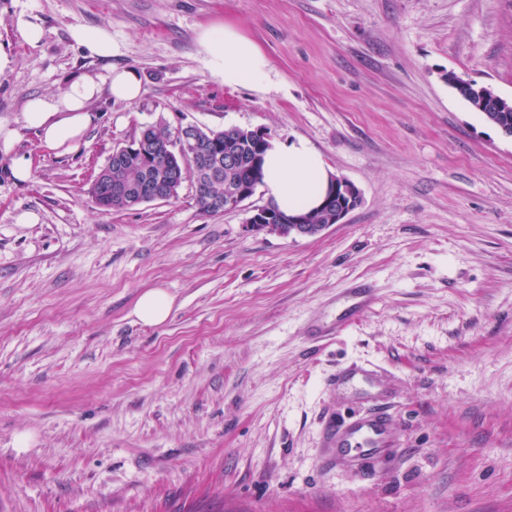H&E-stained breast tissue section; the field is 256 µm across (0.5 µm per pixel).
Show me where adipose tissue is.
I'll use <instances>...</instances> for the list:
<instances>
[{"label":"adipose tissue","mask_w":512,"mask_h":512,"mask_svg":"<svg viewBox=\"0 0 512 512\" xmlns=\"http://www.w3.org/2000/svg\"><path fill=\"white\" fill-rule=\"evenodd\" d=\"M74 36L93 55L110 63L115 49L108 33L79 29ZM197 42L208 59L211 76L224 85H255L263 79L268 68L266 56L254 40L234 26L204 28ZM104 92L116 100L133 102L144 92L143 80L136 70L110 63L106 78L82 75L71 80L58 95L30 98L24 107L23 123L36 130L47 149L71 152L95 123L92 105ZM262 170L268 199L286 212L316 209L330 180L322 156L301 138L271 144Z\"/></svg>","instance_id":"1"}]
</instances>
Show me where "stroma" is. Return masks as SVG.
<instances>
[{"label":"stroma","mask_w":512,"mask_h":512,"mask_svg":"<svg viewBox=\"0 0 512 512\" xmlns=\"http://www.w3.org/2000/svg\"><path fill=\"white\" fill-rule=\"evenodd\" d=\"M224 22L262 86L210 76L196 37ZM76 28L145 92L59 155L21 112L101 73ZM0 49L31 166L0 152V512H512V137L446 80L512 99V0H0ZM152 124L305 139L362 203L311 238L251 229L260 189L99 209L93 174ZM355 281L375 303L337 325ZM150 288L174 298L159 326L131 315ZM349 365L374 381L333 384ZM383 402L400 449L326 461V421ZM14 26L19 37L28 45L35 46L43 38V28L32 16L19 14L15 19ZM74 37L101 59L108 60L116 54V49L112 46V37L104 31L89 32L79 29L74 32Z\"/></svg>","instance_id":"35a3bbf8"}]
</instances>
